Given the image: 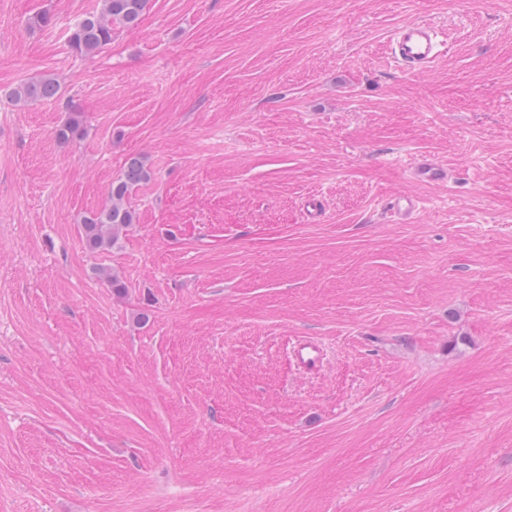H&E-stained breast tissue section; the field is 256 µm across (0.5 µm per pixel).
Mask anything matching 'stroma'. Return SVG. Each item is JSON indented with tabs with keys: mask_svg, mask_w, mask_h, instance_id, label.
Masks as SVG:
<instances>
[{
	"mask_svg": "<svg viewBox=\"0 0 512 512\" xmlns=\"http://www.w3.org/2000/svg\"><path fill=\"white\" fill-rule=\"evenodd\" d=\"M99 5L0 0V512H512V0H150L78 55ZM435 29L422 21H409L396 29L391 54L407 71L428 69L440 55ZM59 89L56 78L45 74L21 85L13 92L12 97L18 103H32L56 97ZM151 171L143 158L130 156L123 171L111 184L106 202L87 212L81 222V237L91 252H109L117 247L121 235L136 224V212L128 203L130 191L149 181ZM412 178L420 181L446 184L448 182V169L427 157L415 159L408 167ZM325 355L324 345L312 337L300 339L292 349V357L297 366L308 372L318 370L324 362Z\"/></svg>",
	"mask_w": 512,
	"mask_h": 512,
	"instance_id": "35a3bbf8",
	"label": "stroma"
}]
</instances>
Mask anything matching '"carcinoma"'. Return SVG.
Listing matches in <instances>:
<instances>
[{"label": "carcinoma", "mask_w": 512, "mask_h": 512, "mask_svg": "<svg viewBox=\"0 0 512 512\" xmlns=\"http://www.w3.org/2000/svg\"><path fill=\"white\" fill-rule=\"evenodd\" d=\"M147 0H101V7L79 18L70 29L69 45L82 56H93L112 40L114 27L138 25L146 9ZM59 83L51 74H45L24 83L12 97L18 103H32L54 98ZM83 134L79 114H73L55 131V138L68 143ZM151 178V171L143 158L129 157L123 171L111 184L106 202L87 212L81 222V237L91 252H109L117 247L121 235L136 223V212L128 203L130 191Z\"/></svg>", "instance_id": "carcinoma-1"}]
</instances>
